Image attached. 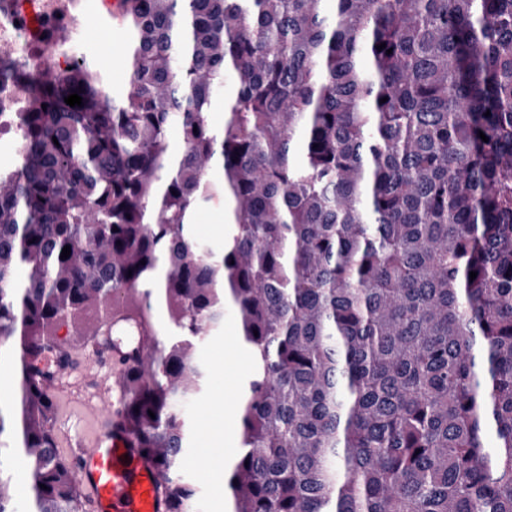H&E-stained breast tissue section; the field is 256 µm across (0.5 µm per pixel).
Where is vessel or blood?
I'll use <instances>...</instances> for the list:
<instances>
[{
  "mask_svg": "<svg viewBox=\"0 0 512 512\" xmlns=\"http://www.w3.org/2000/svg\"><path fill=\"white\" fill-rule=\"evenodd\" d=\"M126 321V316L108 315L103 330L91 342L93 350L118 373L158 344L156 330L141 319L135 322L134 344L118 342L114 333ZM74 354L73 346L58 343L39 360L41 383L47 391H55L70 372ZM116 416L115 410H107L104 435L81 449L76 469L79 486L89 491L96 512H168L163 474L150 456L136 448L131 433L116 424Z\"/></svg>",
  "mask_w": 512,
  "mask_h": 512,
  "instance_id": "obj_1",
  "label": "vessel or blood"
}]
</instances>
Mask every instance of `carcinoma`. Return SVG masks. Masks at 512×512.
<instances>
[{"mask_svg":"<svg viewBox=\"0 0 512 512\" xmlns=\"http://www.w3.org/2000/svg\"><path fill=\"white\" fill-rule=\"evenodd\" d=\"M125 2L122 95L84 59L0 65L30 87L0 168V448L30 461L31 512L83 507L26 357L157 309L177 337L129 367L122 410L169 512L194 496L196 339L229 311L254 355L229 512H512V0ZM215 198L219 251L192 232Z\"/></svg>","mask_w":512,"mask_h":512,"instance_id":"1","label":"carcinoma"}]
</instances>
